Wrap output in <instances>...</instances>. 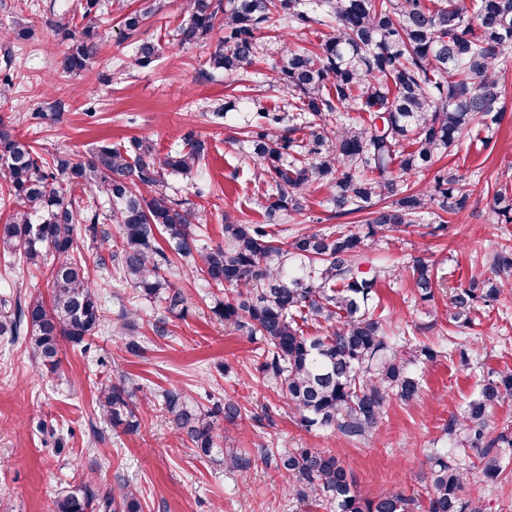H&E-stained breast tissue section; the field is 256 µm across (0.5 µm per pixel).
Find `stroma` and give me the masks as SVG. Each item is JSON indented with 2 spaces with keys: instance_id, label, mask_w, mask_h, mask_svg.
Instances as JSON below:
<instances>
[{
  "instance_id": "obj_1",
  "label": "stroma",
  "mask_w": 512,
  "mask_h": 512,
  "mask_svg": "<svg viewBox=\"0 0 512 512\" xmlns=\"http://www.w3.org/2000/svg\"><path fill=\"white\" fill-rule=\"evenodd\" d=\"M73 3L0 0V30L13 33L9 41H0V74L11 72L13 82L8 98L0 99V117L14 121L47 159L77 160L97 145L133 137L149 139L164 153L187 133L201 135L210 151L204 173L192 179L166 177L168 193L198 212L215 241L224 237L225 217L243 224L262 222L272 189L255 182L233 122L215 114L233 96L234 85L209 67L213 40L183 44L176 37L187 18L185 0H160V10L144 21L134 40L124 37L119 12L102 6L96 15L100 50L77 76L54 69L63 49L60 27L76 32L82 27L72 15ZM20 29L25 38H17ZM321 31L318 25L291 29L284 43H271L254 68L252 95L267 106L280 105L284 92L273 64L282 47L314 48ZM140 39L162 46L157 60L145 67L133 64ZM500 70L506 112L491 144H464L442 159L444 166L458 167L476 183L464 210L442 219L423 216L410 227L389 232L379 244L396 267L405 266L410 257L425 256L444 277L431 302L415 296L402 275L386 280L379 290L395 334L438 353L416 367L423 403H391L377 440L370 444L304 429L256 369L260 340L214 317L207 285L185 263L166 273L188 302L184 316L170 319L164 337L152 331L162 303L140 300L116 276L94 268L90 277L105 303L106 321L86 346L61 341L56 374L42 375L27 337H0V512H54L59 494L86 475L104 488L124 478L139 491L143 512H323L285 492V477L259 460L265 448L331 450L353 470L363 494L399 486L416 508H424L426 455L449 414L460 412L477 395L489 371L512 366V302L477 305L469 323L458 327L445 317L451 291L490 276L495 251L512 239V224L499 223L492 210L502 173L512 164V55ZM336 224L326 190L312 189L306 193L304 213L289 220L287 228L326 230ZM45 290L42 272L0 258V292L25 298ZM121 309L145 341L142 356L125 353L116 337ZM452 336L466 345L469 368L450 354ZM120 375L134 378L149 400L140 409L134 433L110 427L96 407L97 384ZM174 386L205 401L227 396L242 401L246 418L233 424L217 421V444L256 456L250 470L225 471L221 456L199 458L179 439L162 398ZM263 413L270 420L257 425L253 417Z\"/></svg>"
}]
</instances>
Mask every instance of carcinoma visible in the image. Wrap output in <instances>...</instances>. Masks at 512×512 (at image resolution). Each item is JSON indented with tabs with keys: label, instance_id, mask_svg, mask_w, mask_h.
Returning a JSON list of instances; mask_svg holds the SVG:
<instances>
[{
	"label": "carcinoma",
	"instance_id": "obj_1",
	"mask_svg": "<svg viewBox=\"0 0 512 512\" xmlns=\"http://www.w3.org/2000/svg\"><path fill=\"white\" fill-rule=\"evenodd\" d=\"M77 2L85 21L81 32L59 28L67 46L56 69L64 74L86 70L99 51L93 18L100 0ZM186 10L180 42L224 28L209 65L234 78L252 71L264 52L258 34L312 23L327 28L316 50L287 48L275 64L287 93L283 105L272 110L251 97V116L239 127L255 178L274 190L263 205V222L240 224L226 214L224 239L207 241L194 210L163 191L167 175L202 174L209 146L192 133L182 148L164 154L134 137L104 143L76 162L60 156L49 161L0 117V191L15 199L0 224V252L46 270L50 295L48 303L40 295L24 301L1 296L0 336L28 335L42 372L54 374L59 339L80 346L95 334L104 307L75 229L83 221L96 223L98 205L106 204L120 240L95 254V266H112L138 297L164 304V315L152 325L155 335H167L169 316L182 315L187 303L164 276L177 255L217 289L215 317L262 341L257 370L301 427L370 443L391 403L419 400L415 365L436 354L391 341L389 317L376 313V289L392 269L371 264L368 253L387 232L411 226L434 208L455 213L465 207L469 182L452 168L436 170L423 189L410 185L475 126L490 131L501 124L500 62L512 52V0H186ZM156 11L149 4L124 13L125 37L136 36ZM158 56L156 43L141 41L134 63L147 66ZM315 185L330 192L334 214H365L366 231L338 224L330 232L306 228L289 240L278 238L274 227L302 213L305 191ZM77 186L93 192L88 202L72 198ZM494 211L500 223H512V199L495 197ZM403 271L421 300L434 297L437 272L428 258L412 257ZM511 294L512 249L503 245L492 276L454 289L448 316L458 323L476 303H498ZM321 320L325 334H305V324ZM117 335L127 353L145 352L134 326ZM134 396L126 376L100 384L96 402L104 422L137 431ZM164 400L197 456L220 451L227 470L252 466L247 452L219 450L214 435L217 415L228 423L242 419L239 400L226 397L208 409L178 388L166 390ZM507 401L512 403L508 366L488 373L466 408L449 415L447 446L427 457L424 512H486L469 487L502 483L500 449L512 447V431L498 427L492 411ZM262 460L289 478L288 491L297 500L329 512H412L398 487L362 494L353 471L329 451L266 448ZM55 512H142V504L139 492L124 483L103 489L82 479L60 494Z\"/></svg>",
	"mask_w": 512,
	"mask_h": 512
}]
</instances>
